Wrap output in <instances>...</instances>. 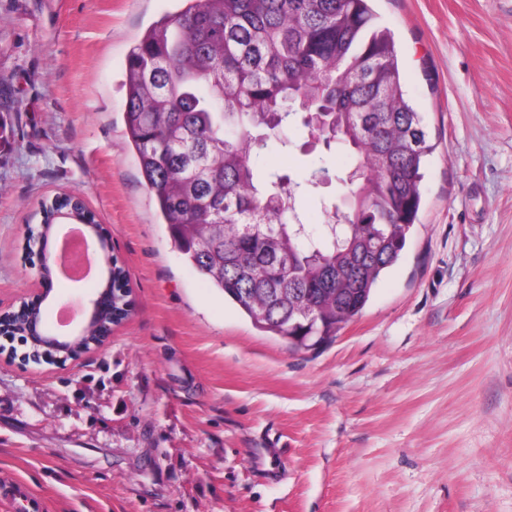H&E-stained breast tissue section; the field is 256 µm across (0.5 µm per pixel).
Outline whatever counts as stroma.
<instances>
[{
    "mask_svg": "<svg viewBox=\"0 0 512 512\" xmlns=\"http://www.w3.org/2000/svg\"><path fill=\"white\" fill-rule=\"evenodd\" d=\"M177 0H0V312L39 297L42 200L80 196L129 278L106 344L0 354V512H512V0H371L434 146L398 263L290 350L175 247L125 134L129 51ZM346 152L262 163L306 178Z\"/></svg>",
    "mask_w": 512,
    "mask_h": 512,
    "instance_id": "35a3bbf8",
    "label": "stroma"
}]
</instances>
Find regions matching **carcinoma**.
<instances>
[{
	"label": "carcinoma",
	"instance_id": "obj_1",
	"mask_svg": "<svg viewBox=\"0 0 512 512\" xmlns=\"http://www.w3.org/2000/svg\"><path fill=\"white\" fill-rule=\"evenodd\" d=\"M130 50L126 133L155 207L185 261L260 331L294 350L333 342L397 263L433 151L404 90L395 42L368 0H182ZM307 153L339 146L359 176L338 227L297 225L317 181L260 164L271 139L308 130ZM319 197V196H317ZM324 213L335 208L319 197ZM97 223L62 199L44 209ZM100 328L73 346L100 343Z\"/></svg>",
	"mask_w": 512,
	"mask_h": 512
}]
</instances>
